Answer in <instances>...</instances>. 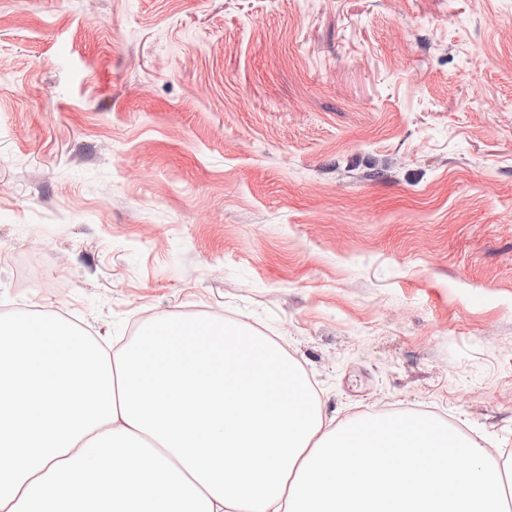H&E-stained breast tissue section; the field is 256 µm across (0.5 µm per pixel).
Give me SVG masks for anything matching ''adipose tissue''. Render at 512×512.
Listing matches in <instances>:
<instances>
[{"label": "adipose tissue", "instance_id": "1", "mask_svg": "<svg viewBox=\"0 0 512 512\" xmlns=\"http://www.w3.org/2000/svg\"><path fill=\"white\" fill-rule=\"evenodd\" d=\"M350 442L278 344L170 317L108 351L0 318V512H512L491 452L427 416Z\"/></svg>", "mask_w": 512, "mask_h": 512}]
</instances>
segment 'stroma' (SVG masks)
<instances>
[{"instance_id":"stroma-1","label":"stroma","mask_w":512,"mask_h":512,"mask_svg":"<svg viewBox=\"0 0 512 512\" xmlns=\"http://www.w3.org/2000/svg\"><path fill=\"white\" fill-rule=\"evenodd\" d=\"M57 313L512 457V0H0V316Z\"/></svg>"}]
</instances>
